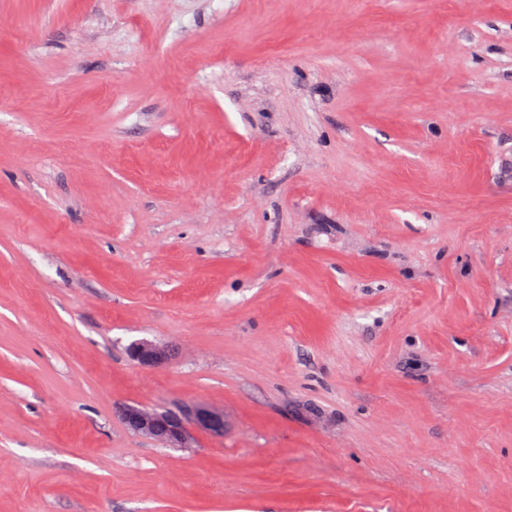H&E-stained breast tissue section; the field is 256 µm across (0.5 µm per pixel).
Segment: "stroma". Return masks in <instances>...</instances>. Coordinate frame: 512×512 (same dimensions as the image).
<instances>
[{"mask_svg":"<svg viewBox=\"0 0 512 512\" xmlns=\"http://www.w3.org/2000/svg\"><path fill=\"white\" fill-rule=\"evenodd\" d=\"M0 512H512V0H0ZM128 352L134 361L145 367H155L162 364L167 354L164 348L146 340L131 343ZM124 417L127 426L132 431L155 438L172 447H187L191 434L190 429L193 426L214 432L224 430L223 413L198 404L182 405L176 410L128 406L124 410ZM222 421L223 429L219 427V423ZM161 428L162 431H160Z\"/></svg>","mask_w":512,"mask_h":512,"instance_id":"stroma-1","label":"stroma"}]
</instances>
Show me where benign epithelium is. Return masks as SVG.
Returning a JSON list of instances; mask_svg holds the SVG:
<instances>
[{
    "label": "benign epithelium",
    "instance_id": "7a95c632",
    "mask_svg": "<svg viewBox=\"0 0 512 512\" xmlns=\"http://www.w3.org/2000/svg\"><path fill=\"white\" fill-rule=\"evenodd\" d=\"M128 352L145 367L158 366L166 359L165 349L146 340L131 343ZM124 417L138 433L180 448L188 445L191 427L220 432L219 423L224 421L222 413L198 404L182 405L175 410L129 406L124 410Z\"/></svg>",
    "mask_w": 512,
    "mask_h": 512
}]
</instances>
